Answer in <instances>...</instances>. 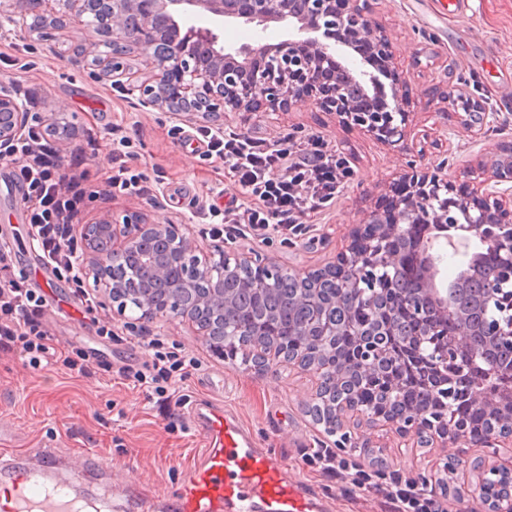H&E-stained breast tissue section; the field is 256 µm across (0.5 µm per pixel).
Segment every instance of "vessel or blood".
<instances>
[{"label":"vessel or blood","mask_w":512,"mask_h":512,"mask_svg":"<svg viewBox=\"0 0 512 512\" xmlns=\"http://www.w3.org/2000/svg\"><path fill=\"white\" fill-rule=\"evenodd\" d=\"M193 424L206 443L201 458L168 498L167 512H320V504L299 480L289 478L271 450L254 447L249 433L223 410L196 405ZM60 465L40 448H0V487L9 491L6 512H96V501L77 487L96 482L109 488L106 470L86 451L68 454L66 480Z\"/></svg>","instance_id":"b4317fda"}]
</instances>
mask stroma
Masks as SVG:
<instances>
[{
  "instance_id": "1",
  "label": "stroma",
  "mask_w": 512,
  "mask_h": 512,
  "mask_svg": "<svg viewBox=\"0 0 512 512\" xmlns=\"http://www.w3.org/2000/svg\"><path fill=\"white\" fill-rule=\"evenodd\" d=\"M365 9L397 48L395 67L405 81L404 143L378 141L305 100L286 111L225 113V130L304 147L318 142L335 151L350 170L333 203L308 216L305 235L289 243L274 233L263 238L241 235L224 242L228 258L251 252L285 267L324 268L364 229L369 213L392 197L409 165L444 167L457 188L476 190L484 168L491 166L500 148L512 145V0H367ZM92 36V30L79 27L54 31L46 38L0 28V83L11 91L28 92L31 126L46 128L56 117L78 131L74 142L52 141L64 172L88 175L89 201L78 223L146 209L152 220L184 225L201 247L214 248L204 225L191 216L219 197L239 194L234 172L224 161L203 157V142L177 141L171 130L179 123L166 110L128 95L91 63L72 61L73 45ZM452 86L494 112V121L482 133L461 123L448 96ZM202 124L196 117L179 125L191 133ZM118 128L140 141L133 167L162 181L156 199L112 194L107 178ZM13 169L11 162L0 161V235L10 239L19 268L30 271L55 299L56 309L47 315L55 340L65 346L93 344L92 318L83 316L70 284L41 268L31 247L30 208L12 179ZM96 301L94 318L111 321L121 338L107 347L109 358L146 359L138 346L146 329L114 321L105 294H98ZM149 330L199 358L200 369L185 384L191 403L213 404L237 414L250 429L255 447L274 450L289 475L321 499L324 512H390L381 496L355 485L350 476H329L308 464L315 450L334 442L307 414L315 390L312 375L284 366L260 373L239 360L217 358L202 337L178 320L154 324ZM0 426L5 429L0 442L7 447L58 454L86 449L111 465L115 483L134 476L141 491L159 499L178 487L204 446L188 415L167 424L143 389L98 375L80 377L62 364L34 370L13 353H0ZM351 434L357 445L345 449L343 458L366 471L382 465L423 483L432 488L444 512H468V503L436 489L435 479L443 475L452 484L464 479L477 482L487 449L459 443L423 448L413 438L399 437L381 423L366 420ZM454 455L466 466L444 475L443 461Z\"/></svg>"
}]
</instances>
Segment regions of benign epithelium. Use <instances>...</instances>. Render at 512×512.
<instances>
[{
  "instance_id": "benign-epithelium-1",
  "label": "benign epithelium",
  "mask_w": 512,
  "mask_h": 512,
  "mask_svg": "<svg viewBox=\"0 0 512 512\" xmlns=\"http://www.w3.org/2000/svg\"><path fill=\"white\" fill-rule=\"evenodd\" d=\"M101 11L105 22H90V7ZM170 25H179L195 17H208L227 23L254 25L263 30L278 24L288 38L275 43L257 40L238 49L220 43L221 35L211 27L199 28L191 43L163 44L153 30L154 16ZM6 18L16 29L39 33L43 29L61 30L67 26L93 29L98 39L76 49L82 57L92 58L112 81L127 92L138 93L150 105L167 110L173 118L201 117L224 129L226 112H258L267 105L272 109L290 106L296 92L302 90L307 99L324 112H333L345 124L358 126L389 145L404 141L407 112L401 107V89L392 85L393 103L378 93L364 88L363 76L339 61L337 43L323 42L324 31H340L349 41L371 44L382 59V72L390 75L389 65L396 49L372 18L360 6V0H3L0 19ZM142 46L148 52L152 74L148 81L138 82L120 64V59ZM369 76V75H367ZM374 79V76H369ZM361 87V98L354 99L344 91L346 85ZM465 113V122L480 129L492 113L469 95L456 98ZM30 113L5 89H0V142L19 139L25 132ZM400 182L407 185L389 218L374 211L368 219L369 232L355 237L337 262L320 271L291 269L264 258L243 254L235 265L224 267V249L217 247L210 255H197L198 246L181 232L177 224H159L140 211L114 215L82 225L86 248L81 265L84 278L92 279L112 302V317H125L128 289L139 292L138 322L148 326L162 319H180L204 336L211 349L224 356V325L214 322L211 311L232 304L224 293V280L237 275L240 268H255L259 278L248 287L268 288L288 277L295 288L298 303L313 309L321 305L319 286L336 284L353 288L366 298L370 307L381 303L379 291L383 283L402 262L397 247L415 224L432 227V236L418 245L421 271L435 306L436 318L421 321L415 342L416 350L434 363H448L449 355L465 349L470 326L461 317L449 337H440V322L448 318V292L436 288L440 259H431L428 249L436 242L460 254L469 252L472 239L496 251L499 268L487 282L486 298L493 312L491 333L512 339V192L498 186L512 183V146L508 156L494 163L483 180V189L474 196H463L448 181L440 167L414 166ZM129 255L142 257V265L132 271L129 280L112 277V266ZM327 328L314 323L302 330L306 344L292 351L249 332L245 346L250 348L257 366L270 368L279 359L302 370H312L317 377L314 401L309 407L312 420L339 435L335 447L345 448L351 442L346 422L352 416L369 417L390 427L401 437L415 436L420 442L455 444L470 439L481 448H498V443L512 440V415L486 429L471 430L464 423L448 421L444 416L399 413L390 409L398 396L391 387L382 392L384 408L370 411L345 388V377L327 370L321 364L323 336ZM347 333L358 337V357L371 360L375 346L366 342L369 332L351 327ZM487 383L476 381L469 386L470 398L491 411L512 407V367L497 362L484 364ZM453 491L459 500L472 499V512H512V485L501 488L495 497L487 495L484 484L473 488L466 483Z\"/></svg>"
}]
</instances>
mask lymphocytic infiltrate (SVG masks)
I'll use <instances>...</instances> for the list:
<instances>
[{
    "instance_id": "f902f5d3",
    "label": "lymphocytic infiltrate",
    "mask_w": 512,
    "mask_h": 512,
    "mask_svg": "<svg viewBox=\"0 0 512 512\" xmlns=\"http://www.w3.org/2000/svg\"><path fill=\"white\" fill-rule=\"evenodd\" d=\"M199 134L207 141L208 156L230 163L243 197L239 207L222 211L210 207L199 212V219L205 220L214 237L245 232L263 237L273 232L288 241L303 235L308 230L306 216L335 200L347 174L342 158L320 145L304 152L232 131L203 128ZM134 154L133 139L120 136L112 151L109 186L116 193L152 195L148 176L128 165ZM0 157L14 163L16 182L31 205L29 236L44 267L56 279L74 284L81 304L94 309L77 266L82 247L74 220L86 196L81 181L61 170L48 139L36 130L29 131L25 140L0 146ZM47 307L42 288L13 271L11 250L0 244V351L19 354L35 369L61 363L80 375L98 373L129 381L145 389L167 411L180 406L184 383L200 367L193 354L156 334L139 342L149 352V359L109 362L100 351L112 341V326L106 322L95 329L99 347L64 349L54 344L47 328ZM361 481L373 485L393 505L394 512H440L430 490L399 475L375 484L365 474Z\"/></svg>"
}]
</instances>
